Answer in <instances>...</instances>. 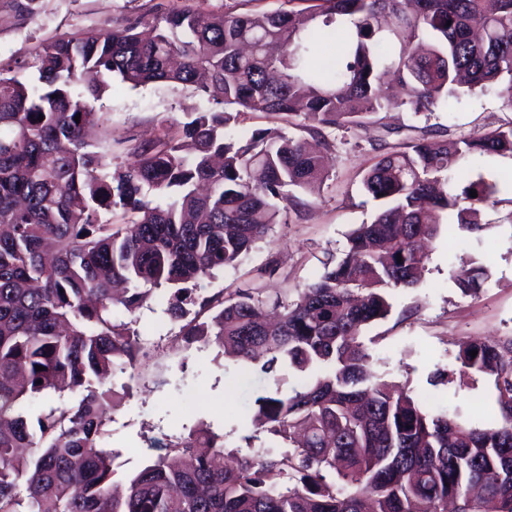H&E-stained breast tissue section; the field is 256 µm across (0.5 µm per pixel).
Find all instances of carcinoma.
Here are the masks:
<instances>
[{"label":"carcinoma","mask_w":512,"mask_h":512,"mask_svg":"<svg viewBox=\"0 0 512 512\" xmlns=\"http://www.w3.org/2000/svg\"><path fill=\"white\" fill-rule=\"evenodd\" d=\"M5 2L23 20L40 0ZM306 2L172 10L47 42L18 66L32 80L0 66V512H448L450 501L512 512V338L457 355L466 373L493 379L500 421L486 427L392 393L365 369L359 341L390 313L393 291L417 285L442 218L485 228L496 186H462L451 172L469 156H512V125L379 146L362 178L379 202L373 220L277 319L256 288L229 292L206 321L190 317L212 303L199 282L249 254L279 223L277 203L301 216L297 191L322 179L331 131L389 110L384 75L407 112L492 86L512 111V0ZM318 31L339 41L335 55H320ZM110 78L190 86L213 107L188 113L174 137L138 143L114 171L83 136ZM243 112L278 115L299 135L237 134ZM116 208L123 223L102 219ZM488 277L474 262L450 273L464 296ZM163 286L177 339L218 348L275 389L245 410L247 449L198 426L160 443L120 491L104 447L119 397L110 378L147 350L114 309L131 315ZM288 373L298 383L285 392ZM64 391L77 400L31 417L33 400Z\"/></svg>","instance_id":"carcinoma-1"}]
</instances>
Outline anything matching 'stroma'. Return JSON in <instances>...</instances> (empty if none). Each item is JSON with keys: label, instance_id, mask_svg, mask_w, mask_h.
Wrapping results in <instances>:
<instances>
[{"label": "stroma", "instance_id": "obj_1", "mask_svg": "<svg viewBox=\"0 0 512 512\" xmlns=\"http://www.w3.org/2000/svg\"><path fill=\"white\" fill-rule=\"evenodd\" d=\"M284 0H41L32 18L16 21L0 8V66L32 59L41 44L86 32H108L127 19L152 18L170 8L233 13L271 11ZM206 97L177 84L156 83L134 88L111 80L96 109L105 117L98 140H111L112 166L124 168L130 148L158 136L177 133L186 113L205 111ZM512 125V111L503 109L495 90L466 96L432 112H386L378 124L336 130L338 149L329 157L322 184L305 192L309 205L301 218L280 212L265 239L236 267L215 272L200 284L201 297L250 286L263 299L287 302L305 288L325 265L334 264L356 225L371 222L378 204L362 191L361 178L376 156L380 142H405L421 130L447 132L449 138L483 134ZM463 178L498 186L497 206L486 208L488 229L481 242H462L456 226L441 224L430 245L429 261L420 283L393 293L390 314L367 327L361 341L369 370L382 380L413 394L431 395L434 407L464 423H481L477 407L493 399L487 377H466L456 355L462 343L512 337V157H474L464 161ZM476 261L489 270L478 297L462 295L450 271ZM168 293L158 290L131 324L152 354L138 376L116 371L114 385L130 384L129 395L112 410L106 447L116 450L118 475L135 473L156 456L154 442L188 433L203 423L222 434L228 446L241 445L239 414L249 400L269 386L265 377H243L237 364L216 349L184 348L174 341L179 328L165 313ZM448 374L447 384L431 386L436 371Z\"/></svg>", "mask_w": 512, "mask_h": 512}]
</instances>
